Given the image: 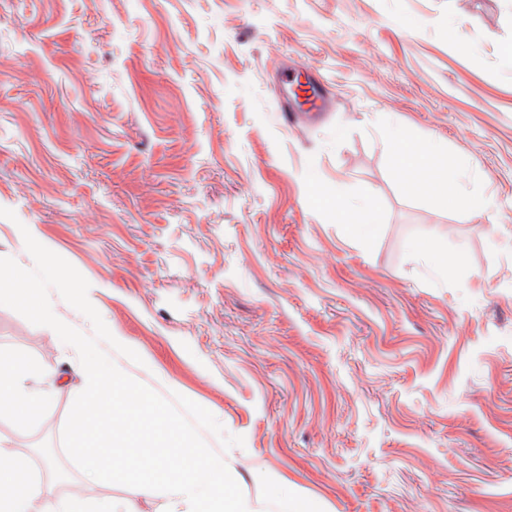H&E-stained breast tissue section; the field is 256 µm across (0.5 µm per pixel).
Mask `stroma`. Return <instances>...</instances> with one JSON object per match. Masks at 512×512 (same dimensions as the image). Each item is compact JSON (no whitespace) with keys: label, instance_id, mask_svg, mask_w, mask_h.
Returning a JSON list of instances; mask_svg holds the SVG:
<instances>
[{"label":"stroma","instance_id":"obj_1","mask_svg":"<svg viewBox=\"0 0 512 512\" xmlns=\"http://www.w3.org/2000/svg\"><path fill=\"white\" fill-rule=\"evenodd\" d=\"M285 70L330 93L284 126ZM454 173L416 192L390 134ZM494 199L473 211L469 200ZM377 222L347 234L358 210ZM0 257L70 262L134 380L210 411L244 497L275 512H512V0H0ZM456 261L447 275L427 252ZM46 404L0 446L43 493L84 379L0 306Z\"/></svg>","mask_w":512,"mask_h":512}]
</instances>
